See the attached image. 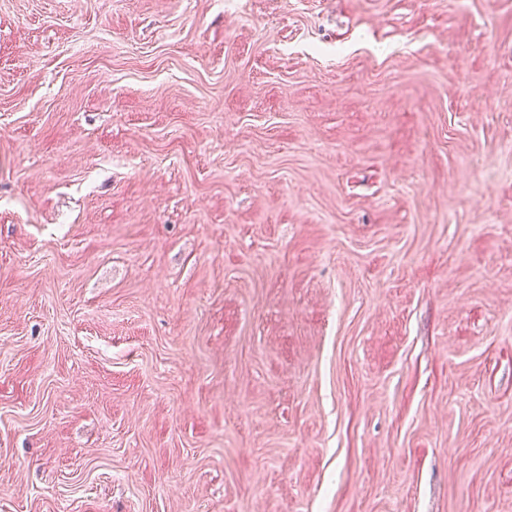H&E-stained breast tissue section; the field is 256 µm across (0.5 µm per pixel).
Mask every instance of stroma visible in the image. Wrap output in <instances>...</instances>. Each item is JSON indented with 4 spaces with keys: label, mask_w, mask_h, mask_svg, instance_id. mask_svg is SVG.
Returning <instances> with one entry per match:
<instances>
[{
    "label": "stroma",
    "mask_w": 512,
    "mask_h": 512,
    "mask_svg": "<svg viewBox=\"0 0 512 512\" xmlns=\"http://www.w3.org/2000/svg\"><path fill=\"white\" fill-rule=\"evenodd\" d=\"M0 512H512V0H0Z\"/></svg>",
    "instance_id": "stroma-1"
}]
</instances>
